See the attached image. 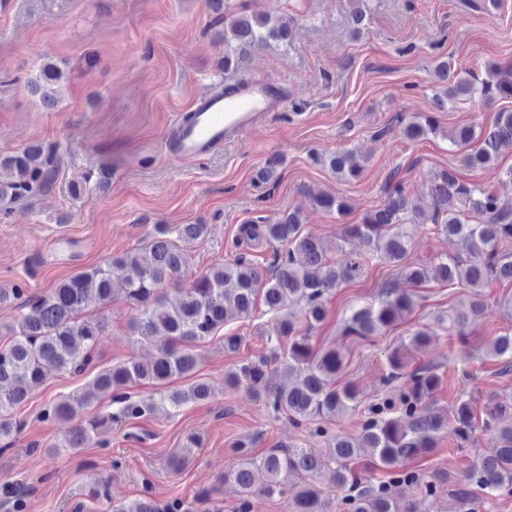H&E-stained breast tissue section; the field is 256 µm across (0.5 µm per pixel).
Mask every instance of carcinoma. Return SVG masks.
Masks as SVG:
<instances>
[{
	"mask_svg": "<svg viewBox=\"0 0 512 512\" xmlns=\"http://www.w3.org/2000/svg\"><path fill=\"white\" fill-rule=\"evenodd\" d=\"M288 21L276 13L262 16L240 12L224 25V69L239 67L248 50L288 41ZM439 78L454 79L435 94L434 104L448 108L460 96H479L485 101L512 96V68L488 69L481 79L468 71L460 77L452 63L436 66ZM64 72L54 63L38 66L27 80L32 95L46 110L58 106ZM439 126L428 114L416 115L405 123L403 135L410 140L437 133ZM480 146L464 156L471 167H486L501 151L512 146V112H500L495 123L475 131L470 126L456 129L450 143L462 149L474 141ZM329 167L342 179L359 177L363 161L353 149L338 150L328 157ZM15 173L0 178V210L15 201L44 191L54 174V160L41 145L27 146L12 155L0 156V171ZM104 166L89 170L84 185L75 189L79 197L87 190L99 192L111 179ZM433 214L421 221L408 217L412 211L402 184L391 180L385 203L368 212L359 224L347 226L344 240L361 241V253L347 251L341 245L330 246L312 232L295 212L273 223L245 224L239 241L264 242L272 247L266 266L255 264L246 253L210 267L179 289V301L170 306L162 287L177 282L186 265L182 245L207 233L205 224H182L177 239L165 224L155 226L148 244L107 264L81 271L61 282L48 295L34 300L30 311L11 327L13 336L0 347V440L17 430L11 410L48 378L64 371L78 370L94 354L106 329L102 318L85 314L91 303L106 305L116 289L136 309L132 321L135 342H162L157 355L148 362L128 359L99 370L86 391L73 393L49 404L48 419L77 421L64 447L80 450L92 443L103 444V434L119 426L153 414L165 405L173 410L211 397L209 384L193 381L172 391L132 398L130 390L145 384H167L172 378H190L200 362L198 348L224 328L229 317H253L261 303L272 315L258 326L265 337L266 351L235 364L224 377V385L243 388L264 399L275 413H285L299 428L324 440L325 448H270L261 455L252 453V444L239 443L235 452L239 463L225 479L233 481L238 497L234 512H253L258 495L289 497L291 512H331L330 498L319 487L327 473L336 491L341 493L336 508L342 512H420L413 500H399L392 488L415 485L426 496L436 493L433 475L425 476L407 467L406 462L426 456L434 450L437 438L448 432L460 443L470 444L482 431L495 439L494 448L482 454L468 471L456 496L470 500L480 491L512 493V421L505 422L507 407L487 400L483 417H478L474 396L459 395L451 418L428 412L430 399L442 385V377L430 365L412 367L402 349L386 353V373L382 377L384 395L367 408L358 434L342 435L330 430L336 415L359 408L358 393L351 385L341 388L336 378L345 357L334 347L316 348L310 332L325 319L326 300L343 283L363 276L369 264L382 262L419 285L436 279L450 287L460 286L478 294L492 282H512V206H505L497 193L480 184L462 180L456 170L442 169L432 176ZM324 210H346V202L332 195L314 197ZM433 223L431 233L448 240V255L407 262L420 224ZM339 257L331 259L332 251ZM419 306L418 295L385 285L366 305L353 307L345 322V332L362 339L378 336L404 322ZM483 304L472 301L467 311L448 315V329L463 341L467 329L476 323ZM490 356L502 363L501 373L512 372V336L497 337ZM283 370L288 383L271 385V376ZM109 399L106 409L84 417L96 400ZM362 464L383 469L388 481L363 483L354 468ZM266 476L264 485H255V471ZM300 474L304 481L288 484V476ZM0 496L11 503L13 512H24L29 488L20 483L0 487ZM210 499L199 493L190 503L173 497L160 505L150 497L112 507V512H195L194 505Z\"/></svg>",
	"mask_w": 512,
	"mask_h": 512,
	"instance_id": "obj_1",
	"label": "carcinoma"
}]
</instances>
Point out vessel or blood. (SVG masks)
I'll use <instances>...</instances> for the list:
<instances>
[{"label": "vessel or blood", "instance_id": "1", "mask_svg": "<svg viewBox=\"0 0 512 512\" xmlns=\"http://www.w3.org/2000/svg\"><path fill=\"white\" fill-rule=\"evenodd\" d=\"M284 102L281 88L264 78L242 82L240 91L234 93L205 91L197 97L191 119L178 123L171 154L180 161L207 156Z\"/></svg>", "mask_w": 512, "mask_h": 512}]
</instances>
